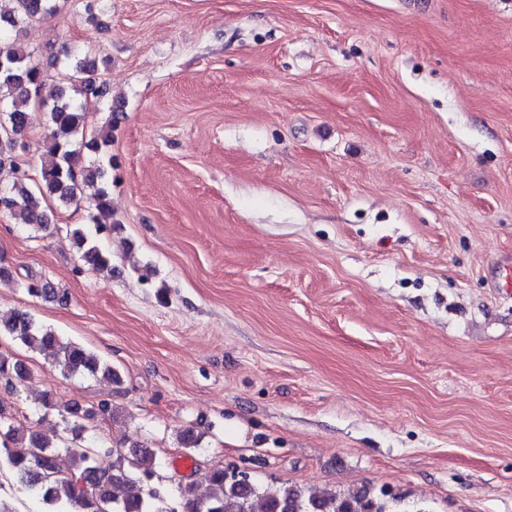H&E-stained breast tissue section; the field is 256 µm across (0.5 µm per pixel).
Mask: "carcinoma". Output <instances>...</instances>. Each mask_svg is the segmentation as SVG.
<instances>
[{
	"label": "carcinoma",
	"mask_w": 512,
	"mask_h": 512,
	"mask_svg": "<svg viewBox=\"0 0 512 512\" xmlns=\"http://www.w3.org/2000/svg\"><path fill=\"white\" fill-rule=\"evenodd\" d=\"M58 11L57 0H14L8 17H0L14 29L40 20ZM0 110L6 113L0 131L8 130L19 141L27 130L31 103L38 98L44 71L32 53L15 41L0 37ZM98 66L87 57L65 64V78L57 89L51 109V128L39 180L20 172L17 162L0 159V201H7V211L22 224L43 226L47 222L41 201L54 200L65 206L78 197L82 185L98 183L97 214L92 217L94 232L82 227L70 230L81 260L107 269L111 257L97 245L94 235L112 231V207L109 186L112 164L78 166L81 152L95 155L108 151L112 127L90 134L87 131V104L109 94L107 84L97 76ZM0 335L9 336L33 347L60 367L67 375H102L113 383L118 373L87 348L63 341L49 327L38 324L27 312H0ZM0 377L7 381L28 379L20 361L0 357ZM42 406L58 409L65 431L80 435L84 420L112 414V407L101 402L93 408L57 407L50 395ZM71 460L70 472L58 466V448ZM114 454L112 466L103 468L99 454ZM13 472L18 482L47 506L45 512H432L424 504L407 503L392 490L366 486L351 494L334 491L313 492L298 486H262L244 471L222 468L207 472L206 490L199 493L194 485L180 488L172 495L163 485L158 462L152 452L135 447L123 454L116 448L96 443L58 444L35 429V421L21 423L13 414L0 409V468Z\"/></svg>",
	"instance_id": "1"
}]
</instances>
